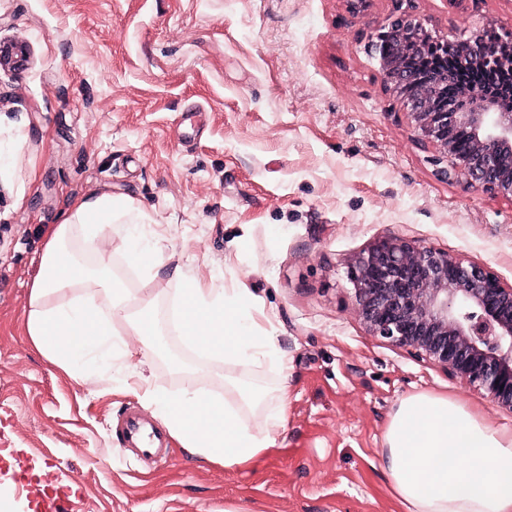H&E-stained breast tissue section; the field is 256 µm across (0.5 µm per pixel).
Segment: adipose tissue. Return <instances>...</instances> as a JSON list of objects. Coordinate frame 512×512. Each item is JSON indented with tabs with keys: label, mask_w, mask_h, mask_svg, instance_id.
<instances>
[{
	"label": "adipose tissue",
	"mask_w": 512,
	"mask_h": 512,
	"mask_svg": "<svg viewBox=\"0 0 512 512\" xmlns=\"http://www.w3.org/2000/svg\"><path fill=\"white\" fill-rule=\"evenodd\" d=\"M133 211L129 201L102 196L72 207L53 230L27 317L29 336L52 363L67 369L112 355L126 323L144 338L155 336L153 315L131 317L133 297L119 282L104 289L99 301L56 298L61 289L90 280L71 249L73 240L100 251L104 228ZM176 304L181 334L194 350L223 353L241 367L265 359L287 370L274 337L259 335L247 308L224 291L189 280ZM127 377L135 381L141 404L183 448L212 463L247 464L276 443L283 427V384L266 389L228 377L219 399L197 388L189 375L183 394L167 398L138 369H128ZM381 463L406 512H512V431L492 426L460 399L429 392L402 399L384 436Z\"/></svg>",
	"instance_id": "adipose-tissue-1"
}]
</instances>
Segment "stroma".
Returning a JSON list of instances; mask_svg holds the SVG:
<instances>
[{"label": "stroma", "mask_w": 512, "mask_h": 512, "mask_svg": "<svg viewBox=\"0 0 512 512\" xmlns=\"http://www.w3.org/2000/svg\"><path fill=\"white\" fill-rule=\"evenodd\" d=\"M432 37L462 41L512 0H414ZM396 0H0V444L71 485L68 512H404L379 459L400 400L461 399L497 427L498 409L440 369L369 336L353 312L349 263L405 236L494 267L512 284V209L437 173L373 43ZM131 200L157 234V275L129 262L127 225L109 230L113 278L149 304L168 351L143 376L179 394L186 373L214 394L236 372L288 386L273 448L227 468L173 441L166 461L125 447L127 413L152 412L121 381V359L61 368L26 329L48 239L75 204ZM237 289L288 374L204 358L175 328L173 289Z\"/></svg>", "instance_id": "35a3bbf8"}]
</instances>
